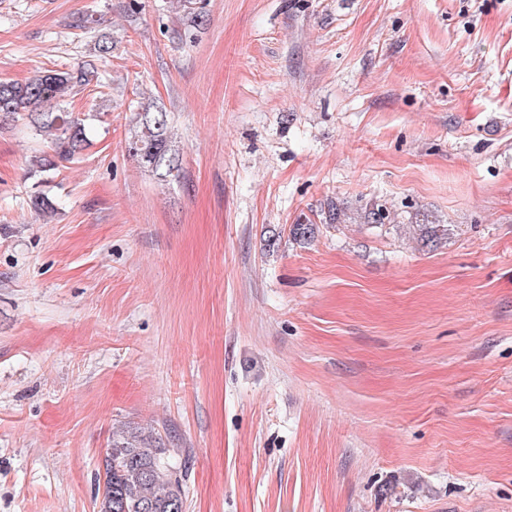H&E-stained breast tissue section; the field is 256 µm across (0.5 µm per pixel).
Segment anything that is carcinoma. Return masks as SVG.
<instances>
[{
	"mask_svg": "<svg viewBox=\"0 0 512 512\" xmlns=\"http://www.w3.org/2000/svg\"><path fill=\"white\" fill-rule=\"evenodd\" d=\"M91 72L74 75L65 71H36L24 82L0 81V123L19 116L27 120L33 135L44 140L46 150L33 160L34 172L48 174L58 164L70 161L90 145L89 132L98 113L71 112L65 106L76 87L90 82ZM137 131L128 144L141 167L164 180L181 169L179 152L171 140L170 115L154 101L142 102L136 113ZM368 224L384 226L390 213L375 205L358 214ZM420 238L438 243L448 229L439 224H419ZM316 225L294 224V240L308 242ZM102 491L98 512H185V492L166 449L155 448L137 435L112 438L103 459Z\"/></svg>",
	"mask_w": 512,
	"mask_h": 512,
	"instance_id": "carcinoma-1",
	"label": "carcinoma"
}]
</instances>
